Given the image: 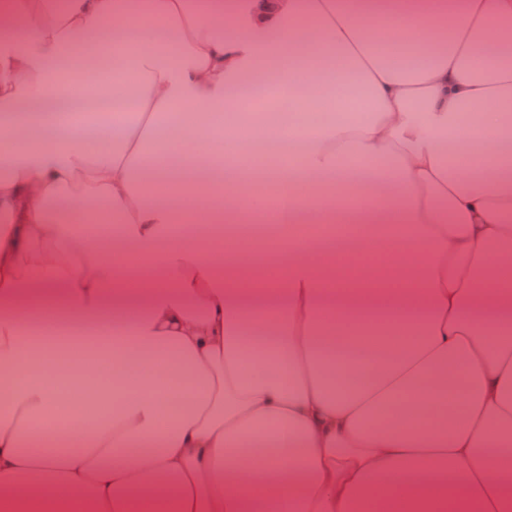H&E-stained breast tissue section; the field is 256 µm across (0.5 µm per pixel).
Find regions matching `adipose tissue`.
<instances>
[{
	"label": "adipose tissue",
	"instance_id": "obj_1",
	"mask_svg": "<svg viewBox=\"0 0 512 512\" xmlns=\"http://www.w3.org/2000/svg\"><path fill=\"white\" fill-rule=\"evenodd\" d=\"M80 44L139 87L110 148ZM350 74L371 119L302 122L254 192L241 145L289 135L255 90L313 112ZM266 214L307 230L270 280L207 239ZM0 512H512V0H0Z\"/></svg>",
	"mask_w": 512,
	"mask_h": 512
}]
</instances>
